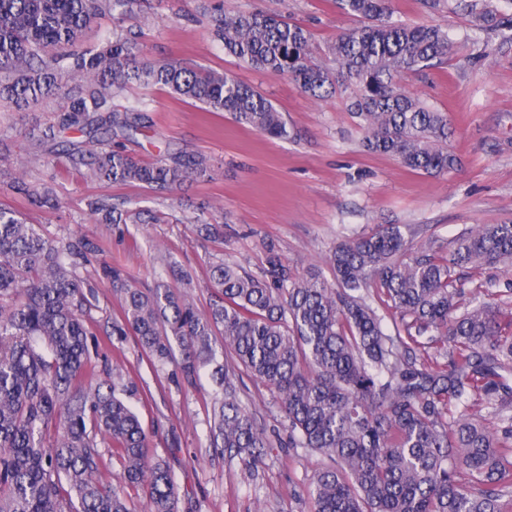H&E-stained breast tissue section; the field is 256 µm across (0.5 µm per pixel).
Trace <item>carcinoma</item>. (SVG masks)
I'll return each mask as SVG.
<instances>
[{
	"label": "carcinoma",
	"mask_w": 512,
	"mask_h": 512,
	"mask_svg": "<svg viewBox=\"0 0 512 512\" xmlns=\"http://www.w3.org/2000/svg\"><path fill=\"white\" fill-rule=\"evenodd\" d=\"M143 0H0V101L17 110L57 101L54 122L33 137L50 156L62 148L84 176L138 183L158 191L206 171L205 157L175 153L141 163L125 149L149 127L146 110L115 103L129 84L158 85L227 112L276 139L288 137L283 113L254 88L221 73L141 57L144 32L134 18ZM358 25L328 47L331 66L315 62L309 32L276 13L216 8L215 36L240 62L286 75L303 93L325 98L353 87L350 110L362 146L439 177L454 170L448 115L401 86L410 73L458 53L436 24L392 20L391 0H337ZM478 28L502 26L494 0H459ZM108 16L111 35L87 43V30ZM79 132L85 140L69 137ZM11 188L53 209L52 188L22 179ZM87 207L100 224H125L130 211L101 196ZM94 247L82 237L54 241L0 205V512H178L167 462L148 459L147 435L128 402L136 386L118 385L116 369L96 373L99 342L88 329L77 270ZM337 285L310 270L296 275L268 246L263 275L233 262L211 266L215 299L201 313L188 292L125 284L120 270L104 278L123 290L121 322L112 335L135 336L155 359L179 350L190 382L208 368L216 391L214 447L261 467L273 441L239 402L236 370L277 393L287 425L285 445L327 460L312 481V512H512V312L488 297L470 307L461 275L512 264V224H483L448 248L416 241L404 224L380 225L330 254ZM375 291L391 310L394 334L366 301ZM221 334L222 343L214 339ZM433 350L427 359L417 352ZM501 430L490 432L482 408ZM59 432L47 438L52 426ZM117 451L120 487L105 476Z\"/></svg>",
	"instance_id": "obj_1"
}]
</instances>
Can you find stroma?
<instances>
[{
	"mask_svg": "<svg viewBox=\"0 0 512 512\" xmlns=\"http://www.w3.org/2000/svg\"><path fill=\"white\" fill-rule=\"evenodd\" d=\"M220 4L234 11L280 12L310 32L311 53L323 64L336 32L355 26V19L335 0H149L140 15L146 58L175 60L257 87L283 112L290 138L263 136L163 87L127 86L118 103L145 107L151 119L150 130L126 143L134 160L151 162L180 151L209 160L204 175H190L176 191L162 193L137 183L85 179L78 160L64 156L34 159L27 134L52 122L54 104L7 108L0 110V131L8 132L13 145L0 162V205L51 237L78 235L94 244L91 264L78 271L97 285L85 319L101 351L137 385L132 405L148 436V454L169 464L180 512H311L310 483L325 458L303 448H278L251 478L238 459L212 448L215 385L209 373L187 384L175 364L153 363L135 336L113 335V323L122 319L123 295L101 279L99 265L120 269L130 284L145 291L155 287L167 266L190 272L195 279L190 294L204 312L213 296L211 265L224 260L261 274L270 243L298 275L313 269L331 283L329 256L336 245L378 225L408 224L418 237L433 236L449 245L466 228L512 220V30L493 33V51L476 62L454 59L403 78L407 91L447 113L454 130L449 147L459 164L447 175L432 177L363 149V133L349 107L350 90L315 100L288 76L254 70L225 54L213 35L214 8ZM393 6L402 21L440 24L462 53H469L479 36L461 11L432 16L420 0H394ZM17 174L33 185H51L59 208L39 209L16 194L10 182ZM100 196L128 202L134 212H153L157 219L97 223L86 201ZM204 202L211 208L202 214L198 208ZM200 216L222 225V235L203 236L196 222ZM240 381V398L258 423L280 429L272 392L249 374H241Z\"/></svg>",
	"mask_w": 512,
	"mask_h": 512,
	"instance_id": "35a3bbf8",
	"label": "stroma"
}]
</instances>
